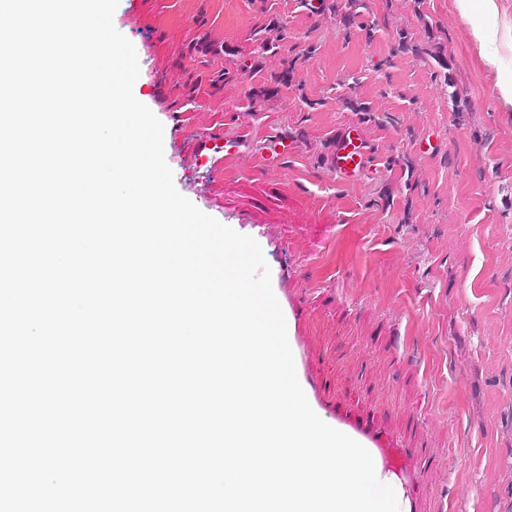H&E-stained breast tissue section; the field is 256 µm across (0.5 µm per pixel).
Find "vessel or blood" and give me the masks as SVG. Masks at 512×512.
Listing matches in <instances>:
<instances>
[{"instance_id": "1", "label": "vessel or blood", "mask_w": 512, "mask_h": 512, "mask_svg": "<svg viewBox=\"0 0 512 512\" xmlns=\"http://www.w3.org/2000/svg\"><path fill=\"white\" fill-rule=\"evenodd\" d=\"M365 157L359 128L349 127L341 136L333 156V169L338 180H350L363 170ZM282 274L271 276L274 295L285 317L288 341L293 352L296 375L314 412L327 424L363 445L371 454L378 479L396 492L401 512H415L420 496L419 463H430L429 448H411L388 433L376 418L355 412L341 400L325 395L319 384V373L309 361L307 347L300 330L304 303L300 296L282 286Z\"/></svg>"}]
</instances>
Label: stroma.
Wrapping results in <instances>:
<instances>
[{
	"instance_id": "1",
	"label": "stroma",
	"mask_w": 512,
	"mask_h": 512,
	"mask_svg": "<svg viewBox=\"0 0 512 512\" xmlns=\"http://www.w3.org/2000/svg\"><path fill=\"white\" fill-rule=\"evenodd\" d=\"M332 2L119 0L113 24L176 189L218 220L252 214L270 270H294L330 395L429 445L418 512H512V106L497 88L512 47L488 66L455 0H357L350 28ZM274 17L288 37L251 70L245 36ZM403 32L416 51H398ZM311 43L292 83L260 96ZM200 61L230 79H198ZM353 125L367 164L341 182L330 160ZM275 135L294 149L268 168ZM213 137L236 154L201 159Z\"/></svg>"
}]
</instances>
